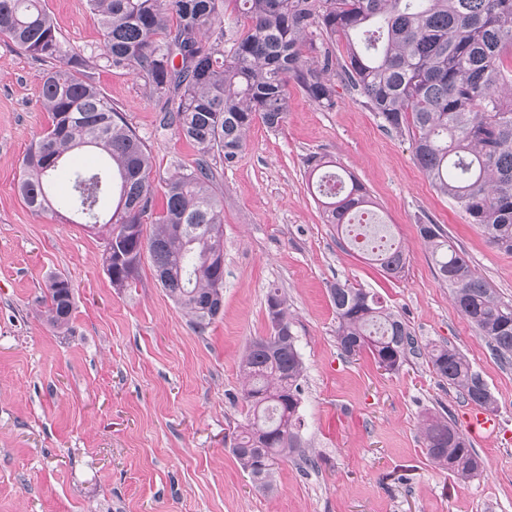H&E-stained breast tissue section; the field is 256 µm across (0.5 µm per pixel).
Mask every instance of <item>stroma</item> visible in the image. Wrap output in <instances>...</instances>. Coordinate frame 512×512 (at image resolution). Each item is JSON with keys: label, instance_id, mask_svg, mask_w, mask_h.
Masks as SVG:
<instances>
[{"label": "stroma", "instance_id": "35a3bbf8", "mask_svg": "<svg viewBox=\"0 0 512 512\" xmlns=\"http://www.w3.org/2000/svg\"><path fill=\"white\" fill-rule=\"evenodd\" d=\"M68 44L97 46L87 0H43ZM44 62L0 36V512H512V363L503 364L456 309L417 226L439 224L472 267L512 300V254L488 245L384 130L360 95L336 84L327 109L290 87L278 131L254 123L239 157L218 168L224 198V312L205 333L156 281L150 262L127 288L103 266V232L68 214L33 212L18 193L21 160L50 122ZM103 92L145 139L157 175L194 162L142 79L99 70ZM327 156L367 189L383 234L405 247L392 279L325 223L305 159ZM67 277V331L39 315L47 279ZM381 298L420 345L456 347L486 382L499 426L470 444L484 463L462 481L438 469L421 436L428 414L465 428L471 409L428 366L399 371L336 344L333 283ZM287 298L305 373L304 453L284 459L273 490L254 488L228 436L247 421L240 358L269 335L267 294Z\"/></svg>", "mask_w": 512, "mask_h": 512}]
</instances>
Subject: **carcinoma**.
<instances>
[{"mask_svg": "<svg viewBox=\"0 0 512 512\" xmlns=\"http://www.w3.org/2000/svg\"><path fill=\"white\" fill-rule=\"evenodd\" d=\"M227 0H87L102 28L100 45L85 52L65 45L41 0H0V33L32 58L50 63L40 76V101L50 125L22 159L19 192L37 212L67 211L82 224L106 228L103 265L116 288L133 284L142 258L167 295L202 333L224 306V266L210 261L224 246V200L213 190L212 161L231 163L256 121L282 127L294 83L319 105H336L329 75L338 71L376 113L381 126L411 138L414 159L435 190L450 198L487 241L512 254V0H232L248 28L224 25ZM325 38L317 56L304 40ZM349 42L343 61L328 43ZM143 79L163 102L158 129L173 130L197 149L192 165L165 180L155 212L151 153L97 83L99 67ZM81 150L97 152L89 168L69 167ZM316 180L325 222L343 230L348 217L373 205L352 174L336 173L323 156L305 160ZM62 175L71 191L55 196ZM441 282L458 311L512 362V302L501 300L448 242L439 225L421 223ZM383 272L400 277L406 256L385 236L370 248ZM336 342L348 356L370 353L398 371L415 338L398 316L364 288H329ZM283 325L275 348L250 342L240 363L248 421L232 453L255 488L273 486L281 459L301 447L300 386L304 361L284 295L275 288ZM73 289L68 278L46 282L40 311L55 330L68 328ZM432 371L464 401L491 409L493 397L455 347L428 350ZM422 439L432 463L460 479L481 461L467 437L443 415L428 416Z\"/></svg>", "mask_w": 512, "mask_h": 512, "instance_id": "cac0c4a2", "label": "carcinoma"}]
</instances>
